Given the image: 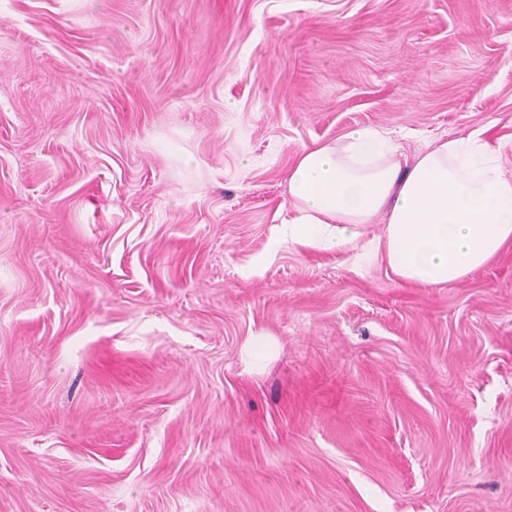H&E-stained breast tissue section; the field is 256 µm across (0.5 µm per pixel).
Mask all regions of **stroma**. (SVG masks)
I'll return each instance as SVG.
<instances>
[{"label":"stroma","mask_w":512,"mask_h":512,"mask_svg":"<svg viewBox=\"0 0 512 512\" xmlns=\"http://www.w3.org/2000/svg\"><path fill=\"white\" fill-rule=\"evenodd\" d=\"M368 126L511 138L512 0H0V512H512V246L281 235Z\"/></svg>","instance_id":"35a3bbf8"}]
</instances>
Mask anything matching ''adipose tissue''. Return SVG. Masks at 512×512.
I'll list each match as a JSON object with an SVG mask.
<instances>
[{
	"label": "adipose tissue",
	"instance_id": "obj_1",
	"mask_svg": "<svg viewBox=\"0 0 512 512\" xmlns=\"http://www.w3.org/2000/svg\"><path fill=\"white\" fill-rule=\"evenodd\" d=\"M506 146L477 127L409 156L386 132L362 127L303 148L288 171V240L340 250L379 224L369 249L399 281L462 282L512 244Z\"/></svg>",
	"mask_w": 512,
	"mask_h": 512
}]
</instances>
